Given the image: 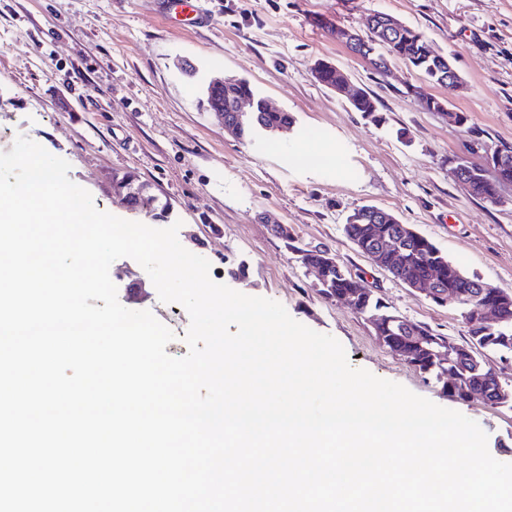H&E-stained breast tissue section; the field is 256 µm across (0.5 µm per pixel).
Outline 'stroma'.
I'll list each match as a JSON object with an SVG mask.
<instances>
[{
  "instance_id": "obj_1",
  "label": "stroma",
  "mask_w": 512,
  "mask_h": 512,
  "mask_svg": "<svg viewBox=\"0 0 512 512\" xmlns=\"http://www.w3.org/2000/svg\"><path fill=\"white\" fill-rule=\"evenodd\" d=\"M193 6L205 23L165 18L164 0H0V152L26 136L70 163L69 178L98 210L154 228L179 224L180 243L209 260L214 281L281 303L339 340L352 367L475 420L491 455L512 463V408L449 397L442 381L382 346L352 303L324 298L298 254L330 251L392 311L468 342L459 307L394 279L345 237L347 216L372 205L431 239L464 273L512 295V184L494 206L448 177L449 158L482 167L512 148V0ZM377 11L417 28L448 57L462 90L448 93L399 61L378 73L336 42L338 28L367 33ZM321 60L376 98L380 121L316 80ZM218 75L249 81L273 109L294 116L293 132L249 141L225 132L206 102ZM426 95L446 99L466 123L428 111ZM127 172L169 203L168 215L121 204L113 179ZM275 224L288 225L297 249L274 236ZM241 264L244 281L230 275ZM110 277L122 306L150 311L174 332L167 353L186 355L187 311L160 301L133 259L114 261Z\"/></svg>"
}]
</instances>
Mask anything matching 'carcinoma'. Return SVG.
Instances as JSON below:
<instances>
[{
	"instance_id": "obj_1",
	"label": "carcinoma",
	"mask_w": 512,
	"mask_h": 512,
	"mask_svg": "<svg viewBox=\"0 0 512 512\" xmlns=\"http://www.w3.org/2000/svg\"><path fill=\"white\" fill-rule=\"evenodd\" d=\"M422 34L411 26L393 35L390 44L382 55L387 60L401 59L423 73L426 79L439 86H448V64L440 55L429 57L425 54ZM346 79V73L336 67L324 71L319 82L331 88L339 87ZM234 97H249L254 102V112L250 121L241 124L238 136L245 137L255 129L271 131L276 128L292 127L293 117L288 112H270L265 107V99L256 95L249 82L239 79L233 85ZM358 112L374 118L378 117L377 101L364 92L359 100L351 103ZM123 203L131 210L153 212L165 211L168 203L152 193L126 195ZM387 235L405 248L407 261L398 273L399 280L408 285L412 282L433 278L437 281L440 294L436 303L453 304L468 314L481 306H496L500 309L501 321L483 324L467 319L469 342L459 346L458 355L447 363H442L438 352L445 348L448 338L433 331L424 324L410 322L389 310L364 281L354 277L338 261L324 269L323 281L318 291L328 299H337L341 294L354 292L360 302V314L373 321L375 334L384 337L385 347L400 357L413 354L412 363L420 372L444 380V390L449 396L461 402L471 399V392L484 388L488 392L490 404L512 406V385L496 373L485 368L482 352H496L503 361L512 362V296L495 288H477V277L463 273L448 260L441 250L426 236L401 229L399 224L384 225ZM346 238L361 253L372 250L370 222L364 208L354 210L343 226Z\"/></svg>"
}]
</instances>
